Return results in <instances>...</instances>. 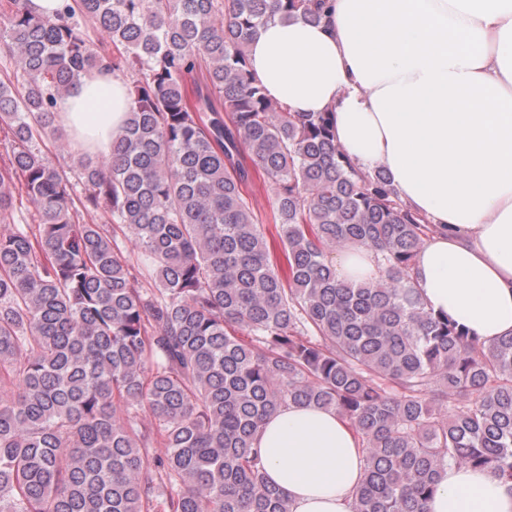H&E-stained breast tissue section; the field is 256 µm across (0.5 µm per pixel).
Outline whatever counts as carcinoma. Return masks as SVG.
<instances>
[{"instance_id":"cac0c4a2","label":"carcinoma","mask_w":512,"mask_h":512,"mask_svg":"<svg viewBox=\"0 0 512 512\" xmlns=\"http://www.w3.org/2000/svg\"><path fill=\"white\" fill-rule=\"evenodd\" d=\"M30 2L0 0V223L18 180L37 214L0 235V512H290L253 447L287 403L358 436L353 512H427L450 464L512 482V335L486 344L427 310L413 269L432 225L352 167L330 114L267 98L247 49L269 0H66L53 20ZM309 2L278 5L320 21ZM101 66L136 76L129 118L109 158L70 145L73 182L39 143ZM94 213L147 274L80 222ZM348 244L378 278L338 279ZM249 200L261 224H272L274 190L269 182H257L249 189Z\"/></svg>"}]
</instances>
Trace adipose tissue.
<instances>
[{
  "label": "adipose tissue",
  "mask_w": 512,
  "mask_h": 512,
  "mask_svg": "<svg viewBox=\"0 0 512 512\" xmlns=\"http://www.w3.org/2000/svg\"><path fill=\"white\" fill-rule=\"evenodd\" d=\"M319 22L274 12L249 47L267 96L328 112L349 162L383 169L436 230L414 266L426 308L485 342L512 334V0H325ZM130 100L124 77L82 78L57 106L68 134L110 157ZM372 250L336 257L375 277ZM265 477L291 512H352L363 453L335 410L294 403L260 427ZM429 512H512V486L448 467Z\"/></svg>",
  "instance_id": "1"
}]
</instances>
